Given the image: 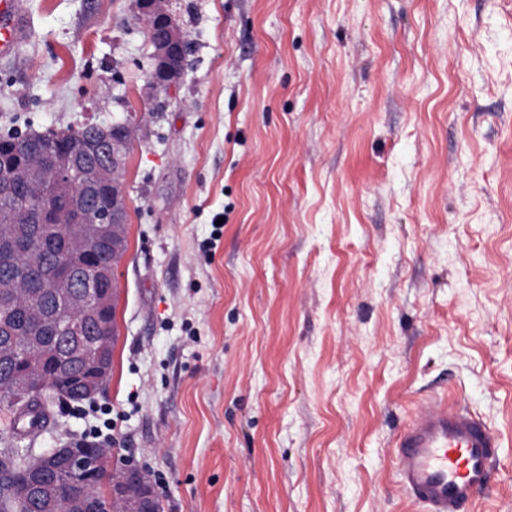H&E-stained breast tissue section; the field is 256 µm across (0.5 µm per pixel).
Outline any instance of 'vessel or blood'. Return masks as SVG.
<instances>
[{"mask_svg": "<svg viewBox=\"0 0 512 512\" xmlns=\"http://www.w3.org/2000/svg\"><path fill=\"white\" fill-rule=\"evenodd\" d=\"M29 36L22 0H0V58ZM493 432L468 412L434 398L421 405L397 437L400 485L425 512H465L490 488Z\"/></svg>", "mask_w": 512, "mask_h": 512, "instance_id": "obj_1", "label": "vessel or blood"}]
</instances>
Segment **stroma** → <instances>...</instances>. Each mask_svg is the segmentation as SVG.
Instances as JSON below:
<instances>
[{"mask_svg":"<svg viewBox=\"0 0 512 512\" xmlns=\"http://www.w3.org/2000/svg\"><path fill=\"white\" fill-rule=\"evenodd\" d=\"M0 135L131 119L112 376L36 454L106 443L165 512H423L392 448L448 396L512 512V0H26ZM168 0H136L138 14L148 23L153 51L147 78L159 91H166L183 75L189 44L166 9Z\"/></svg>","mask_w":512,"mask_h":512,"instance_id":"35a3bbf8","label":"stroma"}]
</instances>
